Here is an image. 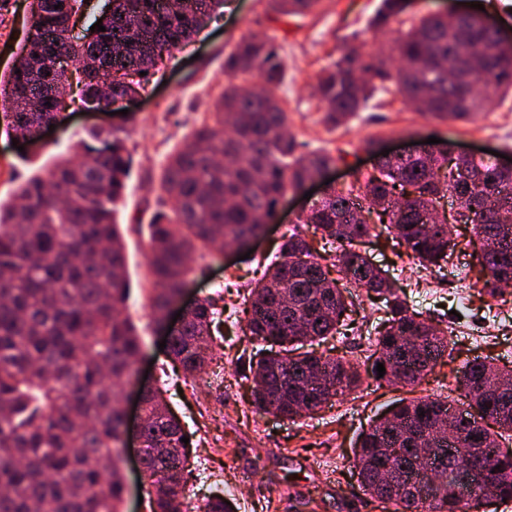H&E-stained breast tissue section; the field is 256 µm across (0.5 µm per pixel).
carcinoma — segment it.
<instances>
[{
    "instance_id": "cac0c4a2",
    "label": "carcinoma",
    "mask_w": 512,
    "mask_h": 512,
    "mask_svg": "<svg viewBox=\"0 0 512 512\" xmlns=\"http://www.w3.org/2000/svg\"><path fill=\"white\" fill-rule=\"evenodd\" d=\"M267 19L302 15L319 0H268ZM85 0H31L29 35L8 76L0 79V110L18 137L57 123V93L68 66L82 67L84 102L106 108L133 92L118 79L151 72L191 40L224 0H111L102 12L105 31L72 37L70 23ZM60 8H55V5ZM412 0H382L375 27L385 29L408 14ZM481 53L484 98L460 95L452 72L470 76L469 50ZM400 65L353 50L322 72L317 94L331 127L366 110L378 91L393 85L427 117L468 118L484 101L512 93V52L484 28L481 14L460 22L425 15L396 46ZM259 71L246 89L242 77ZM285 65L266 38H242L224 55V92L216 111L186 135L163 168L159 190L165 209L149 224V309L162 324L169 305L202 268L203 259L227 243L246 244L273 217L288 191L335 165L325 150L297 153L287 112L277 95ZM83 158L31 177L16 200L0 202V512H117L125 485L113 456L121 454L124 386L142 351L129 317L123 236L115 204L126 189L130 154L125 138L95 129L79 146ZM495 162L462 163L424 152L384 160L371 172L332 187L297 218L262 278L244 298L245 333L261 342L248 361L257 412L294 420L318 414L362 382L358 363L300 351L307 341L345 342L354 332L358 303L352 288L380 300L386 319L367 338L376 361L390 366L383 379L413 386L452 357L448 332L411 310L388 273L355 249L383 224L425 269L442 268L457 251L440 217L445 195H455L459 220L471 225L480 251V292L495 297L512 276V174L492 176ZM327 244L334 262L314 246L302 225ZM337 277H331V271ZM222 334L216 303L196 302L169 336L167 354L196 378L210 362L213 337ZM459 386L468 407L464 424L448 439L443 423L453 408L446 397L400 401L362 433L353 467L363 491L389 512H491L512 501V370L474 359ZM491 421V429L484 422ZM148 446L144 471L149 512H182V490L192 444L159 388L144 397ZM496 471V492L481 502H460L454 480L465 463ZM444 472L426 482V502L408 488L428 465Z\"/></svg>"
}]
</instances>
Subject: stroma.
<instances>
[{
  "mask_svg": "<svg viewBox=\"0 0 512 512\" xmlns=\"http://www.w3.org/2000/svg\"><path fill=\"white\" fill-rule=\"evenodd\" d=\"M0 10V76L7 75L29 20L30 0H6ZM381 0H319L306 16L282 22L268 21L267 0H224L222 8L206 19L197 37L174 51L136 100L117 102L118 112H83L79 88L67 93V110L53 132L25 143L12 144L9 121L0 120V200H9L29 177L44 173L72 155V147L87 139L97 126L120 127L128 134L132 156L127 190L117 206L116 219L124 237L131 298L125 312L142 337V353L127 385L128 409H135L137 389L163 387L170 407L195 436L194 456H207L211 474L206 482L188 475L186 503L202 504L205 497H229L235 512H384L364 494L352 466L359 438L372 422L397 399L409 393L444 396L463 405L456 388L462 367L476 357L498 366L512 367V288L497 299L471 293L457 297L459 288L473 284L470 256L455 258L447 269L420 271L392 247L370 238L362 248L373 262L389 270L408 295L415 311L451 326L456 335L451 360L438 364L408 391L365 378L360 392L339 397L311 417L293 421L255 413L249 403V381L241 367L252 346L237 322L242 297L256 276L259 262L275 253L292 228L295 212L307 205L302 195L290 194L280 205L263 238L253 242L251 253L238 247L206 258V269L194 278L178 302L186 307L204 298L223 307L231 332L217 338L213 360L195 382L182 371L169 368L160 351L165 333L153 323L147 306L151 282L147 264L148 225L161 209L157 185L167 159L190 130L199 124L224 90V55L241 38L257 35L274 39L288 73L278 92L288 114V124L300 152L344 150L345 158L329 172L342 183L352 181L360 164L374 160L365 147L376 140L380 149L410 147L429 137L444 140L456 151L482 148L512 153V95L487 104L468 120L437 122L417 112L396 92L379 94L375 106L345 124L328 127L315 85L347 46L363 55L377 44L396 43L405 25L395 23L378 30L371 21Z\"/></svg>",
  "mask_w": 512,
  "mask_h": 512,
  "instance_id": "35a3bbf8",
  "label": "stroma"
}]
</instances>
